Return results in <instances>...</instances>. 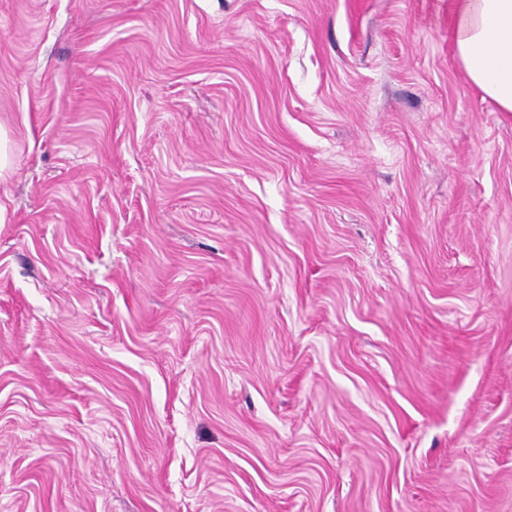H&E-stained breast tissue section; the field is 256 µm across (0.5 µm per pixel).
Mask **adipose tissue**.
I'll return each instance as SVG.
<instances>
[{
	"mask_svg": "<svg viewBox=\"0 0 512 512\" xmlns=\"http://www.w3.org/2000/svg\"><path fill=\"white\" fill-rule=\"evenodd\" d=\"M454 53L468 79L512 112V0H448Z\"/></svg>",
	"mask_w": 512,
	"mask_h": 512,
	"instance_id": "adipose-tissue-1",
	"label": "adipose tissue"
}]
</instances>
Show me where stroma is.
Returning a JSON list of instances; mask_svg holds the SVG:
<instances>
[{"label":"stroma","instance_id":"1","mask_svg":"<svg viewBox=\"0 0 512 512\" xmlns=\"http://www.w3.org/2000/svg\"><path fill=\"white\" fill-rule=\"evenodd\" d=\"M0 127V512H512L448 0H0Z\"/></svg>","mask_w":512,"mask_h":512}]
</instances>
